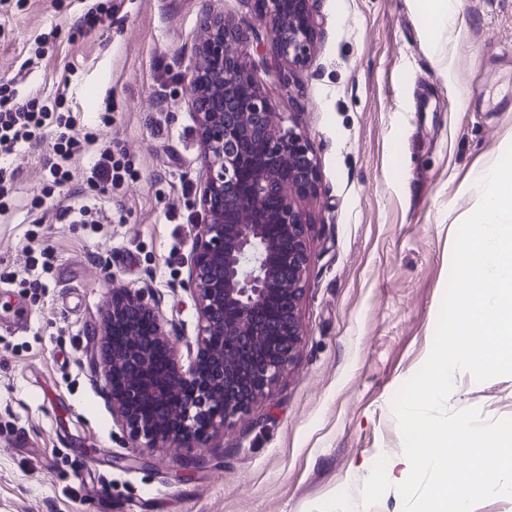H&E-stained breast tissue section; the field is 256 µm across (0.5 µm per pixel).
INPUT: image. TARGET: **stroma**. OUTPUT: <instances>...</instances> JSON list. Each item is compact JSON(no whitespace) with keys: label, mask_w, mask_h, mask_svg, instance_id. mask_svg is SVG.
<instances>
[{"label":"stroma","mask_w":512,"mask_h":512,"mask_svg":"<svg viewBox=\"0 0 512 512\" xmlns=\"http://www.w3.org/2000/svg\"><path fill=\"white\" fill-rule=\"evenodd\" d=\"M223 2L319 161L294 361L208 447H134L100 387L103 310L113 289L141 290L179 351L196 336L187 72L202 2L112 0L90 27L83 0H0V81L57 101L86 140L48 195L59 129L0 159V512H315L342 491L359 501L375 462L403 457L392 400L430 354L468 183L512 145V0H454L441 58L414 0H316L303 67L277 55L253 0ZM106 148L131 166L104 193L87 173ZM447 406L512 417V375L455 373Z\"/></svg>","instance_id":"1"}]
</instances>
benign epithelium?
<instances>
[{"label": "benign epithelium", "mask_w": 512, "mask_h": 512, "mask_svg": "<svg viewBox=\"0 0 512 512\" xmlns=\"http://www.w3.org/2000/svg\"><path fill=\"white\" fill-rule=\"evenodd\" d=\"M204 38L189 67L204 187L193 224L189 291L196 350L182 364L154 303L112 290L104 387L137 448H205L262 400L303 335L298 303L310 266V218L320 193L307 138L274 112L238 47L246 31L202 0ZM314 0H258L254 15L276 53L303 67L323 25ZM279 230L266 234L268 225Z\"/></svg>", "instance_id": "7a95c632"}]
</instances>
